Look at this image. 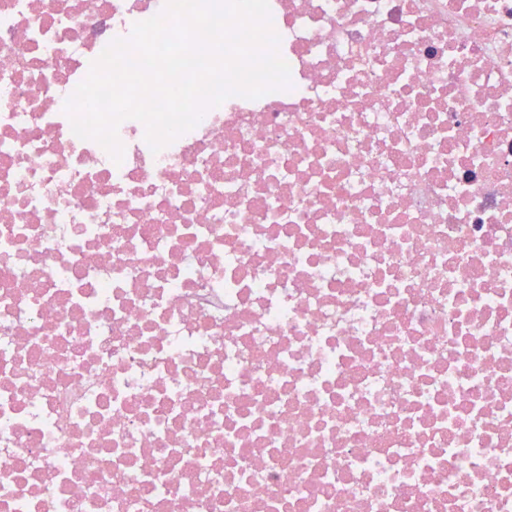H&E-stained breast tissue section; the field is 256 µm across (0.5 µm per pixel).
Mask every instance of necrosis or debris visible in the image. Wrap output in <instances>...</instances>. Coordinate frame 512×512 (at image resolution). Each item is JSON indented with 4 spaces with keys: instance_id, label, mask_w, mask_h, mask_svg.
<instances>
[{
    "instance_id": "necrosis-or-debris-1",
    "label": "necrosis or debris",
    "mask_w": 512,
    "mask_h": 512,
    "mask_svg": "<svg viewBox=\"0 0 512 512\" xmlns=\"http://www.w3.org/2000/svg\"><path fill=\"white\" fill-rule=\"evenodd\" d=\"M164 2L0 0V512H512V0H269L289 88L117 164Z\"/></svg>"
}]
</instances>
